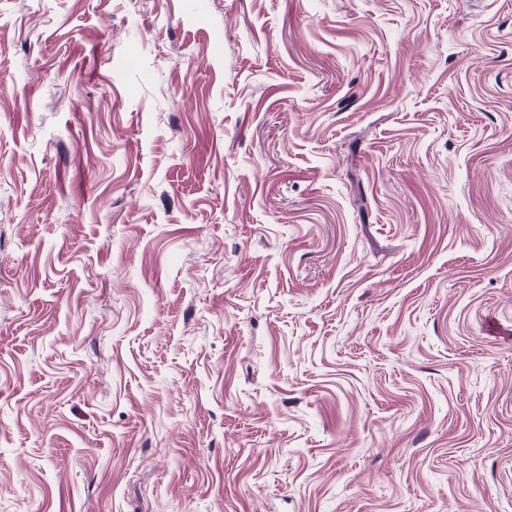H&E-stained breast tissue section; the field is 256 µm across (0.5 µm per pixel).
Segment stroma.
Masks as SVG:
<instances>
[{"label":"stroma","instance_id":"obj_1","mask_svg":"<svg viewBox=\"0 0 512 512\" xmlns=\"http://www.w3.org/2000/svg\"><path fill=\"white\" fill-rule=\"evenodd\" d=\"M0 512H512V0H0Z\"/></svg>","mask_w":512,"mask_h":512}]
</instances>
